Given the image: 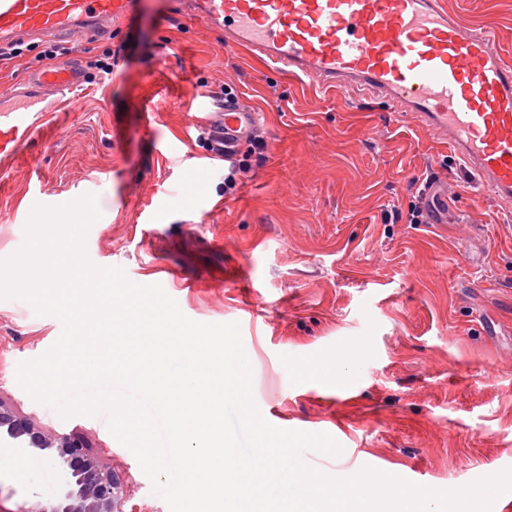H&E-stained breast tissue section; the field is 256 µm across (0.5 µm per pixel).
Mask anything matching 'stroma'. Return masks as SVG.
<instances>
[{"mask_svg":"<svg viewBox=\"0 0 512 512\" xmlns=\"http://www.w3.org/2000/svg\"><path fill=\"white\" fill-rule=\"evenodd\" d=\"M465 24L492 26L512 59V0H445ZM113 31L56 41L84 83L0 151V259L22 248L34 205L93 193L85 238L96 267L161 285L189 319L238 323L262 416L284 430L330 435L328 474L395 468L444 490L512 469V213L503 212L416 118H393L368 92H326L273 71L168 0H138ZM118 52L110 76L86 60ZM258 113L267 142L236 195L203 140L223 87ZM446 226L406 220L427 176ZM61 320L0 299V398L58 433L88 437L123 487L119 512H169L108 411L63 418L17 382ZM347 382L300 366L346 348ZM0 456V512L54 502L61 470L46 452Z\"/></svg>","mask_w":512,"mask_h":512,"instance_id":"35a3bbf8","label":"stroma"}]
</instances>
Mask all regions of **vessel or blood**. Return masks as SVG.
I'll return each instance as SVG.
<instances>
[{"label": "vessel or blood", "instance_id": "b4317fda", "mask_svg": "<svg viewBox=\"0 0 512 512\" xmlns=\"http://www.w3.org/2000/svg\"><path fill=\"white\" fill-rule=\"evenodd\" d=\"M137 0H0V46L120 27ZM274 70L341 92L365 88L437 135L503 210L512 209V62L492 28L450 16L441 0H169ZM78 66L30 75L0 110L19 130L22 99L37 93L47 111L80 87ZM256 113L225 102L213 131L245 138Z\"/></svg>", "mask_w": 512, "mask_h": 512}]
</instances>
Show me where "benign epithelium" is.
I'll return each mask as SVG.
<instances>
[{
    "mask_svg": "<svg viewBox=\"0 0 512 512\" xmlns=\"http://www.w3.org/2000/svg\"><path fill=\"white\" fill-rule=\"evenodd\" d=\"M33 449L55 450L66 471L65 490L59 501L41 505L35 512H116L119 508L120 483L90 452L86 438L51 434L0 401V453L23 454Z\"/></svg>",
    "mask_w": 512,
    "mask_h": 512,
    "instance_id": "obj_1",
    "label": "benign epithelium"
}]
</instances>
